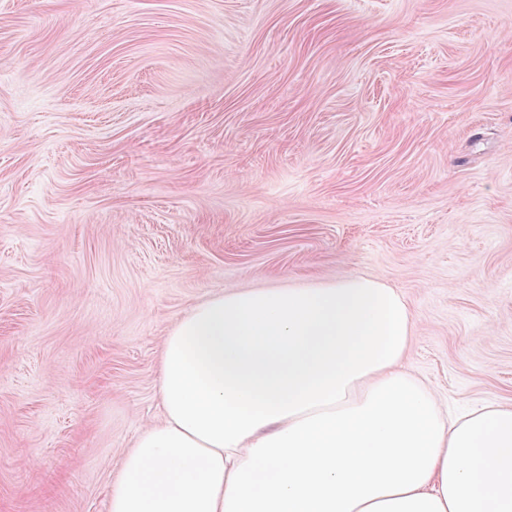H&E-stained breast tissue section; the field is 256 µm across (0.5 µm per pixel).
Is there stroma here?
Segmentation results:
<instances>
[{
  "instance_id": "35a3bbf8",
  "label": "stroma",
  "mask_w": 512,
  "mask_h": 512,
  "mask_svg": "<svg viewBox=\"0 0 512 512\" xmlns=\"http://www.w3.org/2000/svg\"><path fill=\"white\" fill-rule=\"evenodd\" d=\"M356 276L512 404V0H0V512H108L196 303Z\"/></svg>"
}]
</instances>
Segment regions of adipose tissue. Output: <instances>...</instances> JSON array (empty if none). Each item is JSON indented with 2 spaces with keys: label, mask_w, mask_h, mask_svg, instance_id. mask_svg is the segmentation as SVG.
Returning <instances> with one entry per match:
<instances>
[{
  "label": "adipose tissue",
  "mask_w": 512,
  "mask_h": 512,
  "mask_svg": "<svg viewBox=\"0 0 512 512\" xmlns=\"http://www.w3.org/2000/svg\"><path fill=\"white\" fill-rule=\"evenodd\" d=\"M412 329L362 277L194 306L109 512H512V405L445 416L402 366Z\"/></svg>",
  "instance_id": "adipose-tissue-1"
}]
</instances>
